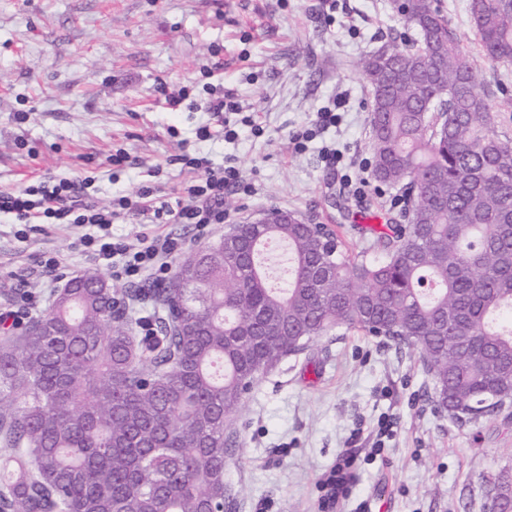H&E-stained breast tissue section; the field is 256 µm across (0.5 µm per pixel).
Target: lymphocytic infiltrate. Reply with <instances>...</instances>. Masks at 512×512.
Wrapping results in <instances>:
<instances>
[{
    "label": "lymphocytic infiltrate",
    "instance_id": "f902f5d3",
    "mask_svg": "<svg viewBox=\"0 0 512 512\" xmlns=\"http://www.w3.org/2000/svg\"><path fill=\"white\" fill-rule=\"evenodd\" d=\"M204 108L217 120L216 126H202L200 137L209 138L222 128L225 139L234 140L241 128L254 137L264 133L254 116L243 114L233 93L219 91L205 101ZM190 174L185 198L168 200L142 188L136 195L113 196L107 207L97 206L89 196V179L74 176L51 179L36 177L33 184L11 192H0V214L12 215L19 224H68L82 231L73 247L98 267L111 271L117 280L164 287L176 255L188 249L190 239L176 232L179 224H191L199 234L211 233L227 219L226 195H255L238 166L215 165L206 158L182 153L172 158ZM145 216L153 228L142 233L137 243L115 235L112 226L127 216Z\"/></svg>",
    "mask_w": 512,
    "mask_h": 512
}]
</instances>
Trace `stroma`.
<instances>
[{
    "label": "stroma",
    "instance_id": "1",
    "mask_svg": "<svg viewBox=\"0 0 512 512\" xmlns=\"http://www.w3.org/2000/svg\"><path fill=\"white\" fill-rule=\"evenodd\" d=\"M463 45L479 47L467 0H439ZM408 34L390 0H0V191L32 173L90 178L99 206L116 191L184 193L187 174L168 160L182 152L227 161L255 184L231 195L230 223L276 206L314 224H341L355 247L368 235L357 215L402 222L399 190L369 179L370 92L358 60ZM492 104L512 133V74L479 58ZM218 66L225 89L255 114L262 137L199 140L211 121L203 67ZM504 91H497V83ZM191 86L170 109L166 93ZM340 122L295 151L289 137L334 98ZM343 158L325 165L321 149ZM124 150V167L108 159ZM368 179L349 195L342 177ZM343 196L345 211L332 198ZM64 224L19 228L0 216V312L31 293L32 312L50 293L43 256L61 261L63 279L90 261ZM397 419L381 456H358V478L336 512H489L488 490L512 474V405L460 423L439 412L417 356L379 337L336 328L261 377L232 425L235 455L224 468L228 512H320L322 481L338 454L367 447L381 414Z\"/></svg>",
    "mask_w": 512,
    "mask_h": 512
}]
</instances>
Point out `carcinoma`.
I'll return each mask as SVG.
<instances>
[{
    "label": "carcinoma",
    "mask_w": 512,
    "mask_h": 512,
    "mask_svg": "<svg viewBox=\"0 0 512 512\" xmlns=\"http://www.w3.org/2000/svg\"><path fill=\"white\" fill-rule=\"evenodd\" d=\"M414 33L358 63L371 178L404 223L352 250L294 211L234 224L154 288L161 336L96 270L25 321L0 317V512H221L229 427L256 381L330 330L418 355L439 408L512 403V137L438 0H391ZM482 56L512 64V0H468ZM288 246L271 284L264 246Z\"/></svg>",
    "instance_id": "obj_1"
}]
</instances>
